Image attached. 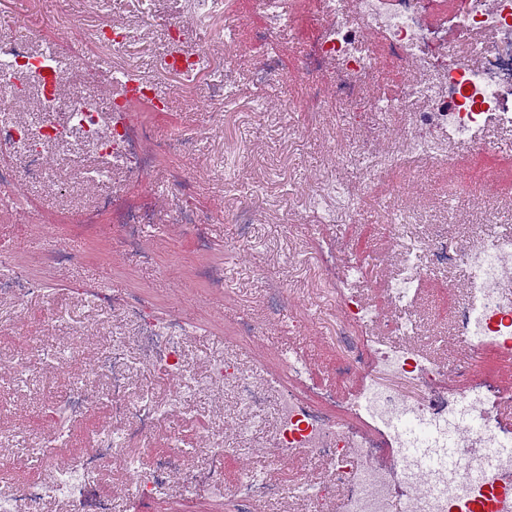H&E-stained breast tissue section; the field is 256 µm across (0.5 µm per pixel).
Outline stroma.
Returning a JSON list of instances; mask_svg holds the SVG:
<instances>
[{
  "label": "stroma",
  "mask_w": 512,
  "mask_h": 512,
  "mask_svg": "<svg viewBox=\"0 0 512 512\" xmlns=\"http://www.w3.org/2000/svg\"><path fill=\"white\" fill-rule=\"evenodd\" d=\"M181 0H0V38L12 35L4 24L7 15L30 12L38 17L46 34L75 35L112 19L125 18L135 7L174 12ZM309 24L282 27L268 40L287 53L291 62L300 61L306 51ZM188 43H204L213 56L214 70L224 71L234 95L224 102V122L213 125L203 105L209 98L208 77H200L187 89L177 92L167 112L144 113L158 139L188 130L198 139L194 155L160 158L141 186L115 190L112 183L83 186L80 171L61 165L52 182L32 185L19 182L16 190L41 213L38 222H28L24 211L0 213V240H20L16 261L34 276L46 278L44 295L27 299V315L15 321L10 305L0 306V370L7 369L19 355L28 353L27 337H37L47 347L77 339L81 346L79 362L48 375L35 371L27 394L0 389V407L6 411L0 434L16 439H43L58 419L72 379L82 364L105 361L112 349L113 333L135 336L131 322L119 315L96 311L81 301L83 288H107L114 294L138 291L163 313L190 311L197 330L185 343L187 363L201 368L205 359L224 355L241 357L245 366L261 375H274L278 366L267 352L274 344L292 349L315 364L314 381L335 387V364L343 353L336 341L334 298L325 284L326 273L320 254L299 226L313 224L318 212L312 196L321 186L350 188L367 199L357 223L331 225L329 234L349 241L351 253L375 258L385 248L389 227L401 224L408 236L423 239L436 225L448 227L450 236L460 240L512 235V128L490 132L489 154L477 156L455 171L438 163L413 159L408 171L388 174L385 186L365 193L354 171L362 170L358 158L348 165L329 160L327 143L349 144L361 134L356 119L362 106L346 99L336 100L329 111L319 113L315 127H308L300 106L306 98L303 81L288 76L270 77L257 85L254 71L264 49L260 29L246 24L236 31L224 28L221 18H203L185 33ZM162 32L135 51L112 57L110 49L100 54L111 57L113 65L128 66L154 80L159 91L174 86V79L158 71L157 55ZM234 46L237 59L225 67V50ZM496 166V188H487L484 172ZM181 182H174L173 172ZM117 195L119 201L150 206L153 195L164 196L158 221L143 227V245L129 244L112 228L111 216H104L92 232L80 231L77 219L102 196ZM191 205L196 223L185 229L162 233L161 227L176 217L183 205ZM64 249L70 260L47 269L44 255ZM221 267L224 284L214 288L203 275L206 267ZM464 269L433 267L430 279L416 306L421 326L420 345L433 358L463 362L466 351L450 332V313L464 306L470 294L462 284ZM456 289H449V282ZM248 317L263 326V343L249 347L238 344L237 325ZM84 329L73 337V325ZM105 380L87 383L86 392L94 403L84 416L71 419L67 428L78 447L92 448L93 433L111 425L112 416L98 395ZM187 418L159 420L151 447L139 452L143 469L155 467L159 456L168 451L173 438H181L189 450L178 460L180 468L196 480L192 497L176 488L163 490L156 502L143 504L115 494L123 477L126 449H117L112 459L90 472L87 481L100 495H112V512H237L226 500L209 495L203 474L208 466L204 453L191 447L201 436L223 440L234 449L224 462L226 482H234L245 470L290 487L303 481H320L327 474L326 464L308 454L294 460L271 463L261 448L266 440V422L275 416L274 398H267L258 413L264 421L249 446L237 442L236 399L232 392L200 394L186 401Z\"/></svg>",
  "instance_id": "1"
}]
</instances>
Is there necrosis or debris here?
I'll return each mask as SVG.
<instances>
[{
	"label": "necrosis or debris",
	"mask_w": 512,
	"mask_h": 512,
	"mask_svg": "<svg viewBox=\"0 0 512 512\" xmlns=\"http://www.w3.org/2000/svg\"><path fill=\"white\" fill-rule=\"evenodd\" d=\"M197 0H185L187 12L161 17L139 11L126 20L106 23L92 31L93 44L123 54L147 41L157 27L167 37L160 67L190 80L202 74L207 48L186 50L183 32L188 11ZM311 14L314 34L298 69L309 80L303 107L308 114L328 108L335 98L366 104L372 99L375 75L387 68L413 70L430 65L435 88L417 82L404 84L389 103L399 110L407 101H423L407 132L394 146L376 156L364 170L368 184L383 173L402 169L415 156H427L456 168L464 156L485 151L487 134L512 126V0H250L249 17L276 29L299 24ZM379 39L373 54L360 51L365 40ZM42 59L53 83L43 87L37 121L22 123L14 105L29 96L24 73ZM65 54L56 40L41 36L36 19L16 27L10 40L0 42V185L20 179L49 182L53 167L47 155L55 146L62 157L79 158L89 149L100 160L89 171L88 183L116 174L141 178L163 156L193 154V134L168 140L155 138L152 128L132 111L135 100L154 96L152 80L139 81L138 94L127 93L126 74L101 77L92 54L76 70H66ZM24 168H17L16 159ZM114 212V222L129 241H139L150 216L138 206L116 210L110 197L80 221L92 226L100 215ZM14 243L0 242V303H10L23 316L28 296L42 293L41 282L28 277L9 260ZM340 245L326 243L323 266L336 295L338 334L345 352L336 373L350 385L349 396L333 390L309 391V359L277 351L285 372L278 385L258 381L253 373L224 360L209 361L203 380L184 371V325L173 317H158L139 296L118 297L102 290L93 297L101 312H122L136 322L142 363L162 369L179 384L168 405L150 399L127 398L130 366L123 341H115L108 364H92L74 380L65 411L80 416L90 406L85 381L104 373L109 385L103 397L115 428L100 431L90 452H69L70 436L56 429L28 455L41 467L52 468L49 481L17 485L0 497V512H25L27 504L46 499L64 501L68 512H111L109 498L94 494L85 483L88 472L111 457L117 446L149 444L161 416L182 413L184 390L223 391L232 384L241 406L257 409L268 393L277 396V443L273 456L287 459L302 449L330 465L326 481L301 483L293 499L300 512H461L470 501L489 493L501 494V512H512V431L503 428L497 410L512 402V386L484 370L426 357L414 344L419 327L411 319H393L386 305L412 306L428 278L429 266L463 267L467 305L453 316V330L466 346L512 357V237L491 236L473 242L438 235L421 243L407 241L401 225H393L386 252L376 264L385 270L383 302L364 299L353 285L363 277L362 264L339 263ZM404 338L405 346L383 343V336ZM454 445L465 454L469 479L459 480L451 467L433 463L440 448ZM211 460L208 482L214 496H229L249 504L282 497L280 485L254 472L242 473L236 484L224 480L223 444L202 440ZM176 485L191 493L193 479L181 471L174 456L160 459L152 471L126 459L122 492L138 502H150L160 489Z\"/></svg>",
	"instance_id": "1"
}]
</instances>
